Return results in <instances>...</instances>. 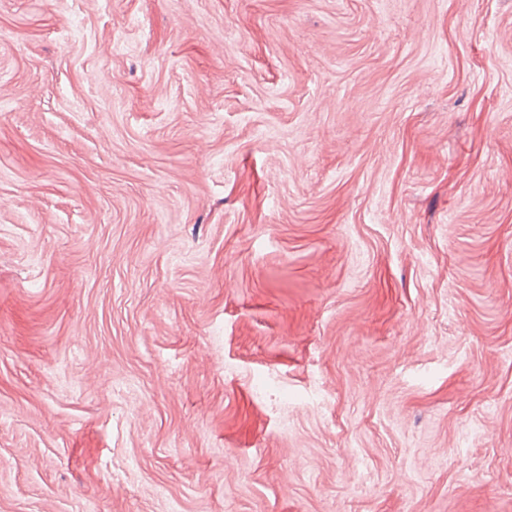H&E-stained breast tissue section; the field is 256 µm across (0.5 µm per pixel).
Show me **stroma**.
Wrapping results in <instances>:
<instances>
[{"instance_id": "35a3bbf8", "label": "stroma", "mask_w": 512, "mask_h": 512, "mask_svg": "<svg viewBox=\"0 0 512 512\" xmlns=\"http://www.w3.org/2000/svg\"><path fill=\"white\" fill-rule=\"evenodd\" d=\"M0 512H512V0H0Z\"/></svg>"}]
</instances>
